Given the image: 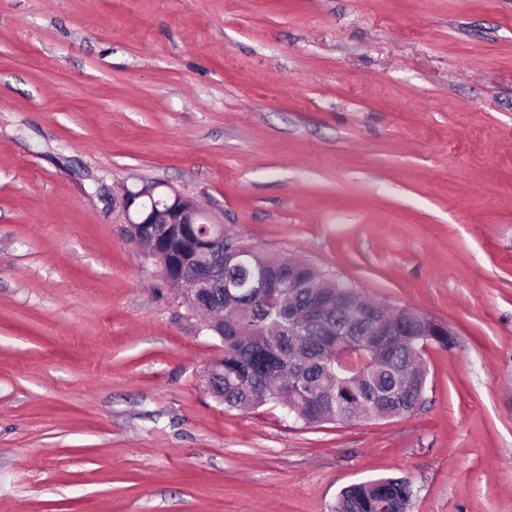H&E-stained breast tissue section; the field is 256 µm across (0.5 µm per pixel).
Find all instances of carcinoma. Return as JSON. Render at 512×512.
Masks as SVG:
<instances>
[{
  "label": "carcinoma",
  "instance_id": "obj_1",
  "mask_svg": "<svg viewBox=\"0 0 512 512\" xmlns=\"http://www.w3.org/2000/svg\"><path fill=\"white\" fill-rule=\"evenodd\" d=\"M217 249L228 258L244 252L247 262H221L210 286L197 292V305L189 298L185 303L194 314L224 320V335L218 337L224 348V368L206 375L220 403L230 408L292 407L306 425L327 422L338 402L358 408L367 417L386 416L396 405L385 401L383 394L395 383L394 370L409 361L416 366V390L425 391L427 374L417 351L428 341L446 348L444 338L416 335L414 324L402 317V311L390 314L376 302H366V309L355 315L347 308L349 289L340 287L339 279L325 280L309 264L286 257L273 263L227 229ZM266 267L275 270L278 287L244 288L246 298L237 306L227 300L224 281L245 283L253 270ZM291 274L310 276L313 287H294ZM318 300L326 303L325 316L335 326L332 333L321 324L296 328L301 311ZM378 314L391 317L398 330L390 336L366 335V320ZM411 489L405 477L356 484L343 490L336 512H369L372 506L396 512L410 498Z\"/></svg>",
  "mask_w": 512,
  "mask_h": 512
}]
</instances>
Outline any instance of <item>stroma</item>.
Returning a JSON list of instances; mask_svg holds the SVG:
<instances>
[{
	"mask_svg": "<svg viewBox=\"0 0 512 512\" xmlns=\"http://www.w3.org/2000/svg\"><path fill=\"white\" fill-rule=\"evenodd\" d=\"M162 182L448 327L411 414L229 410L125 233ZM512 512V0H0V512ZM412 483L405 477H382L350 486L343 490L336 512H369L376 506L377 512H397L410 498Z\"/></svg>",
	"mask_w": 512,
	"mask_h": 512,
	"instance_id": "1",
	"label": "stroma"
}]
</instances>
